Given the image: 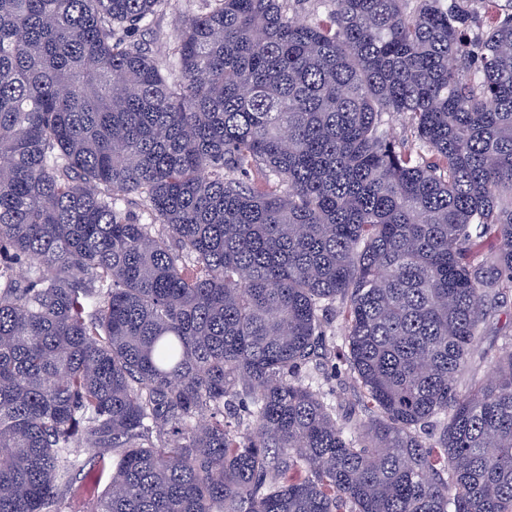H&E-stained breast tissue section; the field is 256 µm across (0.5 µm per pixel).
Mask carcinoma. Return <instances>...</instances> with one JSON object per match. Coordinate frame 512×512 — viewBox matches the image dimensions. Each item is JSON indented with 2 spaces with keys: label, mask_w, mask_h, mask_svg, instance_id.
<instances>
[{
  "label": "carcinoma",
  "mask_w": 512,
  "mask_h": 512,
  "mask_svg": "<svg viewBox=\"0 0 512 512\" xmlns=\"http://www.w3.org/2000/svg\"><path fill=\"white\" fill-rule=\"evenodd\" d=\"M167 2L0 0V512H512V0ZM170 4L163 15H158L146 22V26L141 29L137 36L145 43L149 44L153 53L160 56L171 52L173 46L172 34L174 28L182 18L187 14H197L205 11L207 7L204 0H169ZM322 0H291L288 17L305 22H314L324 18L330 7ZM383 130L389 138L399 143H404L407 146H412L414 142V135L408 126L397 117H391L387 114L383 116ZM481 351L490 354L507 349L506 336H512V288H505L482 326ZM331 330L327 334L328 352L322 359V367L309 371L312 387L320 391L336 390L334 402L342 410L349 409L358 395L359 388L344 361L346 354L343 316L336 312L331 316ZM490 374V360L482 359L481 357H479V355H476L472 359L465 375L462 378V381L459 385V390L464 391L472 384L486 380L490 376Z\"/></svg>",
  "instance_id": "1"
}]
</instances>
